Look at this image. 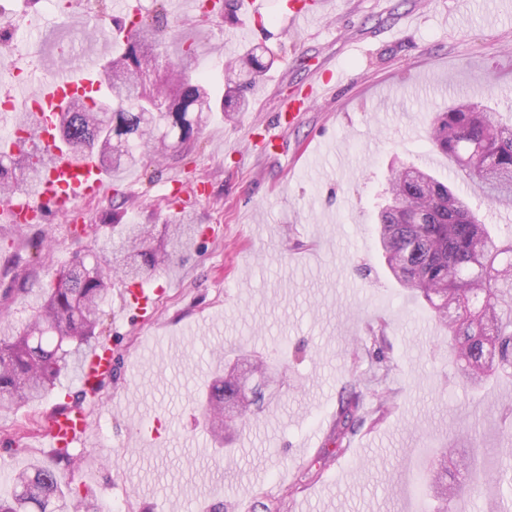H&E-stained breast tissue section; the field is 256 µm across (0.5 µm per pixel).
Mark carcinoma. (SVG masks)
<instances>
[{
    "label": "carcinoma",
    "mask_w": 512,
    "mask_h": 512,
    "mask_svg": "<svg viewBox=\"0 0 512 512\" xmlns=\"http://www.w3.org/2000/svg\"><path fill=\"white\" fill-rule=\"evenodd\" d=\"M167 23L164 5L153 15L130 21L121 52L97 73L107 95L78 96L60 113L58 145L77 154L112 160L107 171L119 178L146 158L175 160L187 154L209 112L232 120L248 108L249 93L272 64L259 48L229 56L224 93L192 71L196 50L180 48L172 59L158 38ZM434 147L462 167L480 169L476 185L491 204L512 208V126L490 112L457 102L436 113L430 132ZM45 160L26 152L0 150V198L22 186L33 187ZM379 244L387 265L405 288L420 295L448 330L451 355L464 362V385L473 387L512 369V240L498 244L467 200L428 170L412 165L390 180L389 197L379 212ZM190 224H121L122 245L87 259L77 257L60 269L57 284L43 289L25 322H8L0 308V414L35 405L57 386L61 372L77 369L96 338L99 313L111 292L110 270L132 280L150 278L169 266L171 256L193 240ZM480 302L476 311L472 300ZM247 381L230 366L209 386V434L220 444L237 422L263 411L260 385L245 393ZM363 395L351 391L331 428L341 444L367 421ZM456 449L443 448L429 471L435 512H464L461 485L476 488L486 472L469 466L463 484L448 483L460 472ZM11 498H0V512H80L82 497L66 500L59 471L37 463L18 472Z\"/></svg>",
    "instance_id": "1"
}]
</instances>
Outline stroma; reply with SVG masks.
I'll list each match as a JSON object with an SVG mask.
<instances>
[{
	"label": "stroma",
	"mask_w": 512,
	"mask_h": 512,
	"mask_svg": "<svg viewBox=\"0 0 512 512\" xmlns=\"http://www.w3.org/2000/svg\"><path fill=\"white\" fill-rule=\"evenodd\" d=\"M116 0H0V24L21 48L31 77L13 91L29 97L54 70L58 47L76 41L79 66L106 60L103 37L85 38L95 14ZM193 0H166L178 37L162 32L169 55L193 45L198 70L223 88L222 55L250 43L274 64L253 88L248 111L225 121L212 113L188 157L152 161L85 198L69 218L19 231L0 223V304L27 320L42 288L79 254L99 253L121 209L127 224L186 214L202 231L147 285L159 289L150 316L123 309L113 283L99 338L117 370L98 399L85 398L73 371L40 404L0 416V495L10 471L38 459L40 421L79 403L92 436L70 451L71 487L88 512H431L423 481L434 449L453 447L460 465L488 473L466 493L467 512H512V379L475 392L460 384L448 335L426 303L402 288L379 254L375 216L395 168L415 162L466 189L429 139L435 114L465 99L512 118V0H331L307 29L283 26L286 0H267L248 41L244 15L193 23ZM347 73L323 99L281 131L277 152L250 142L273 126L286 100L303 97L329 72ZM206 177L209 196L192 188ZM82 235L70 232L71 225ZM31 274L23 293L18 279ZM383 330L390 372L372 352ZM245 353L266 360L277 378L259 420L224 445L206 429L205 394L224 366ZM371 381L365 424L343 447L330 439L344 387ZM393 407L378 415L377 390ZM28 450L14 451L15 441Z\"/></svg>",
	"instance_id": "1"
}]
</instances>
